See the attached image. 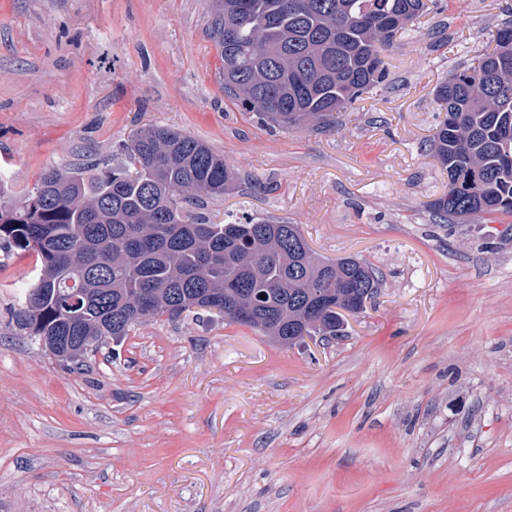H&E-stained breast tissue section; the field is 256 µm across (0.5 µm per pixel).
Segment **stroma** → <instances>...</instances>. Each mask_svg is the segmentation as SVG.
I'll list each match as a JSON object with an SVG mask.
<instances>
[{"label": "stroma", "instance_id": "obj_1", "mask_svg": "<svg viewBox=\"0 0 512 512\" xmlns=\"http://www.w3.org/2000/svg\"><path fill=\"white\" fill-rule=\"evenodd\" d=\"M207 0H0V186L121 160L169 127L243 182L209 201L296 224L376 269L345 335L292 348L185 314L67 363L14 325L40 260H0V512H512V215L440 224L434 100L512 23L439 0L383 51L389 80L330 130L228 98Z\"/></svg>", "mask_w": 512, "mask_h": 512}]
</instances>
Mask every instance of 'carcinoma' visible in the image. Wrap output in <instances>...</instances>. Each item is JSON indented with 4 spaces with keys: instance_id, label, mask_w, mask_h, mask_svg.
Returning <instances> with one entry per match:
<instances>
[{
    "instance_id": "carcinoma-1",
    "label": "carcinoma",
    "mask_w": 512,
    "mask_h": 512,
    "mask_svg": "<svg viewBox=\"0 0 512 512\" xmlns=\"http://www.w3.org/2000/svg\"><path fill=\"white\" fill-rule=\"evenodd\" d=\"M429 10L425 0H215L224 93L271 129H331L387 81L381 48ZM435 98L444 116L432 146L448 191L426 207L442 223L511 214L512 26ZM123 153L110 167L44 172L25 209L0 204V252L41 260L14 312L35 340L120 339L196 304L292 347L303 334L342 335L337 309L360 313L377 293L371 264L317 254L296 224H216L190 210L238 186V172L205 143L148 127Z\"/></svg>"
}]
</instances>
